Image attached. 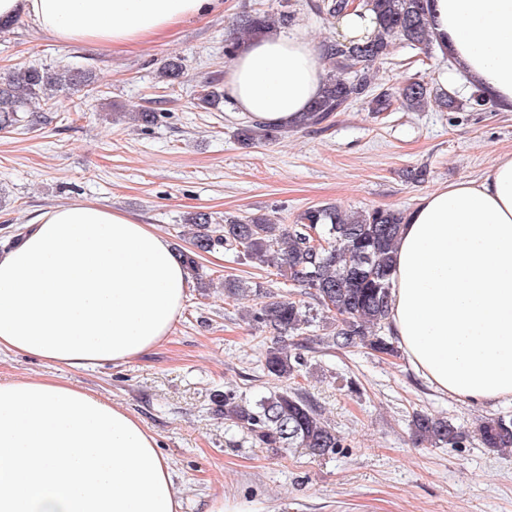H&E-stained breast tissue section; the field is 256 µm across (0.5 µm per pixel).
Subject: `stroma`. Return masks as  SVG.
<instances>
[{
    "mask_svg": "<svg viewBox=\"0 0 512 512\" xmlns=\"http://www.w3.org/2000/svg\"><path fill=\"white\" fill-rule=\"evenodd\" d=\"M318 0H224V9L183 20L162 36L133 46L62 44L27 17L0 32V77L26 64L78 67L93 84L59 92L51 112L33 125L0 131V243H9L50 207L92 203L137 214L171 246L189 247L190 211L215 220L264 214L292 223L308 207L332 203L348 211H410L420 195L444 184L474 179L499 157L512 154V110L375 114L353 102L328 123L288 128L273 142L244 147L236 133L248 124L231 101L196 107L205 82L224 76L225 54L239 16L286 11L285 29L315 45L339 39ZM184 60L185 75L161 81L160 67ZM448 76V90L467 100L473 86L439 48L430 52L396 44L371 75L374 91L394 92L406 78ZM159 112L150 126L113 123L103 109ZM426 167L425 182L411 184L403 169ZM208 291L192 289L166 342L131 362L88 369L57 367L0 352V378L58 375L110 398L135 415L169 459L179 491V512H209L217 498L247 512H512V450L474 442L456 447L415 445L414 411L448 417L471 429L484 417L512 412V402L472 403L426 385L404 356L366 347L323 348L307 329L305 364L291 387L306 394L344 438L336 454L315 458L302 448H254L216 415L212 396L231 390L250 400L275 387L262 367L271 341L246 319L265 291L308 307L317 302L275 268L239 263L234 253L205 256ZM234 276L247 291L224 296Z\"/></svg>",
    "mask_w": 512,
    "mask_h": 512,
    "instance_id": "1",
    "label": "stroma"
}]
</instances>
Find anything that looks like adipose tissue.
I'll list each match as a JSON object with an SVG mask.
<instances>
[{"label":"adipose tissue","instance_id":"adipose-tissue-1","mask_svg":"<svg viewBox=\"0 0 512 512\" xmlns=\"http://www.w3.org/2000/svg\"><path fill=\"white\" fill-rule=\"evenodd\" d=\"M222 0H0L63 44L130 45ZM433 40L512 107V0H428ZM324 78L303 35L243 42L224 93L254 122L301 119ZM389 322L436 391L512 398V154L481 178L422 195L391 272ZM193 286L166 239L128 213L74 202L44 210L0 252V351L73 369L124 364L167 340ZM155 437L124 407L55 376L0 381V512H177Z\"/></svg>","mask_w":512,"mask_h":512}]
</instances>
